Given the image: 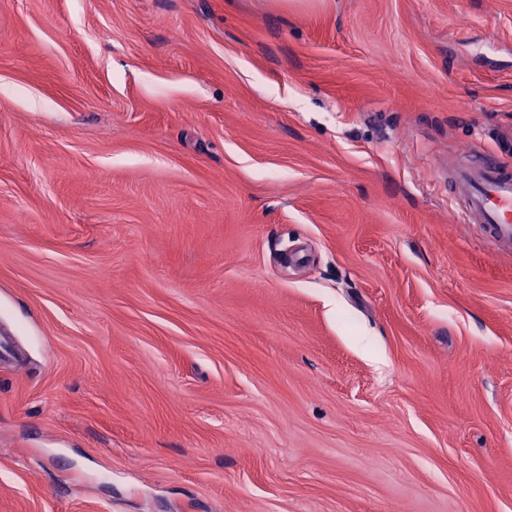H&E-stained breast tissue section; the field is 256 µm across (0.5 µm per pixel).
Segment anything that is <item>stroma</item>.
Returning a JSON list of instances; mask_svg holds the SVG:
<instances>
[{
    "instance_id": "1",
    "label": "stroma",
    "mask_w": 512,
    "mask_h": 512,
    "mask_svg": "<svg viewBox=\"0 0 512 512\" xmlns=\"http://www.w3.org/2000/svg\"><path fill=\"white\" fill-rule=\"evenodd\" d=\"M512 0H0V512H512ZM497 151L477 152L452 174L455 193L462 201L464 224H485L501 248L512 249V172L500 161L512 151L510 135H497Z\"/></svg>"
}]
</instances>
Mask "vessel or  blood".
<instances>
[{"instance_id":"1","label":"vessel or blood","mask_w":512,"mask_h":512,"mask_svg":"<svg viewBox=\"0 0 512 512\" xmlns=\"http://www.w3.org/2000/svg\"><path fill=\"white\" fill-rule=\"evenodd\" d=\"M495 152H478L452 174L462 201V223L486 225L499 247L512 249V170L501 159L512 154V136L495 138Z\"/></svg>"}]
</instances>
